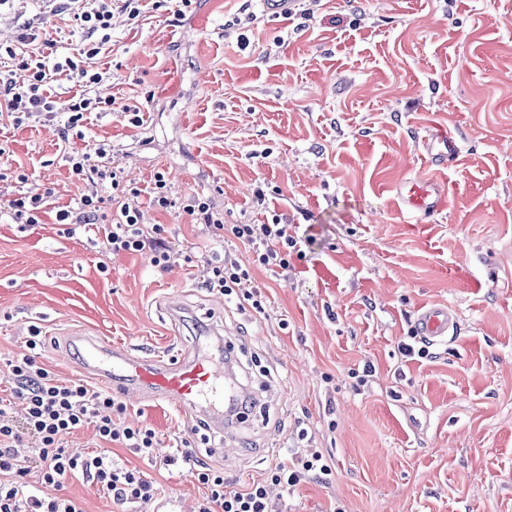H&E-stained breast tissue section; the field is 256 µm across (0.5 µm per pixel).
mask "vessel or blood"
<instances>
[{
    "mask_svg": "<svg viewBox=\"0 0 512 512\" xmlns=\"http://www.w3.org/2000/svg\"><path fill=\"white\" fill-rule=\"evenodd\" d=\"M429 152L436 165L445 168L458 160L459 142L441 131L432 135ZM397 194L405 210L418 220L438 214L446 203L443 186L423 176L401 183ZM456 327V316L447 306L420 310L414 319L416 334L432 343L446 340ZM82 357L90 373L121 381L123 391L134 389L176 403L182 413L203 416L219 434L224 431L225 407L247 394L245 387L225 379L222 359L201 342L192 354L161 364L137 360L111 341L91 337L82 341Z\"/></svg>",
    "mask_w": 512,
    "mask_h": 512,
    "instance_id": "1",
    "label": "vessel or blood"
}]
</instances>
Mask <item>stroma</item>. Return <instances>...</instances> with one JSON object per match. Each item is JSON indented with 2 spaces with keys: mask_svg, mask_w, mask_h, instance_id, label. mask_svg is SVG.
Masks as SVG:
<instances>
[{
  "mask_svg": "<svg viewBox=\"0 0 512 512\" xmlns=\"http://www.w3.org/2000/svg\"><path fill=\"white\" fill-rule=\"evenodd\" d=\"M251 12L256 24L227 28ZM27 19L56 32L68 56L73 21L51 0L0 11V42ZM111 35V53L83 66L111 71L96 93L118 109L88 113L82 139L63 143L56 120H0L12 166L29 176L0 184V196L56 190L42 223L0 217V380L34 327L38 362L81 380L63 349L71 332L164 362L213 325L237 346L233 370L259 404L217 438L129 393L126 423L153 428L161 450L190 445L241 484L320 451L328 474L273 488L282 512H512V0H320L302 23L262 14L260 0H202L178 26L145 0L137 25L115 18ZM125 105L139 107L140 125ZM440 130L461 147L443 170L425 146ZM101 140L142 192L160 172L175 201L212 194L223 235L159 214L175 254L160 272L147 252L105 255L96 227L71 234L55 223L85 191L69 148ZM411 174L446 189L431 222L407 223L397 203ZM275 218L296 242L284 269L254 263L230 231ZM227 253L251 273L232 300L203 286L208 260ZM255 291L266 299L260 317L246 302ZM431 305L455 311L457 334L433 357H402L398 341ZM112 454L195 512L202 488L191 470ZM62 493L84 512L158 508L115 505L82 479Z\"/></svg>",
  "mask_w": 512,
  "mask_h": 512,
  "instance_id": "1",
  "label": "stroma"
}]
</instances>
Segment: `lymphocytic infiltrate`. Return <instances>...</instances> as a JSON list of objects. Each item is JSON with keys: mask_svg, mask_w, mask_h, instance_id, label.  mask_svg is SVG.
Wrapping results in <instances>:
<instances>
[{"mask_svg": "<svg viewBox=\"0 0 512 512\" xmlns=\"http://www.w3.org/2000/svg\"><path fill=\"white\" fill-rule=\"evenodd\" d=\"M56 9L69 12L80 33L72 47V57L57 62L58 45L53 33L23 22L16 40L24 44V51L16 52L10 46L5 49L23 77L18 80L0 73V112L17 126L51 118L55 105L45 88L59 72H67L82 89L81 94L72 98L61 127L60 137L70 145L71 139L80 136V125L87 112L112 108L111 100L91 93L94 85L103 81V74L82 68L79 57L96 56L104 45L111 43L114 14L125 16L133 25L138 22L141 9L140 0H57ZM67 158L73 176L88 185L89 191L80 197L77 206L56 211L55 221L101 225L104 253H139L148 249L153 253L152 265L166 270L173 253L159 240L163 227L151 222L149 212L153 209L186 216L191 223L219 231L224 228V215L209 197L196 195L185 205H176L167 195L165 176L160 172L154 176L149 206L136 204L140 191L124 185L112 162L111 143L104 141L93 149L70 145ZM116 196L122 200L119 211L107 215L106 210ZM232 233L253 250L259 264L287 268L288 249L294 244L287 225L277 221L236 224ZM41 345L39 330H32L26 340L28 356L9 364L10 395L0 396V512H84L79 503L59 494L65 481L71 478L95 483L104 496L119 504L154 501L158 488L140 471L114 460L113 447L159 459L164 467L189 464L191 451L174 448L160 456L156 453L159 440L155 430L143 426L116 428L114 419L125 414V405L111 393L84 381L64 382L56 378L33 355ZM86 426L94 427L100 448L85 454L70 452L62 443L63 436ZM23 439L30 445L25 455L16 447ZM328 470L322 454L316 451L292 464H275L265 480L245 485L226 479L221 471L204 467L195 473L205 489L198 512H276L269 486L291 489L309 474H324Z\"/></svg>", "mask_w": 512, "mask_h": 512, "instance_id": "1", "label": "lymphocytic infiltrate"}]
</instances>
